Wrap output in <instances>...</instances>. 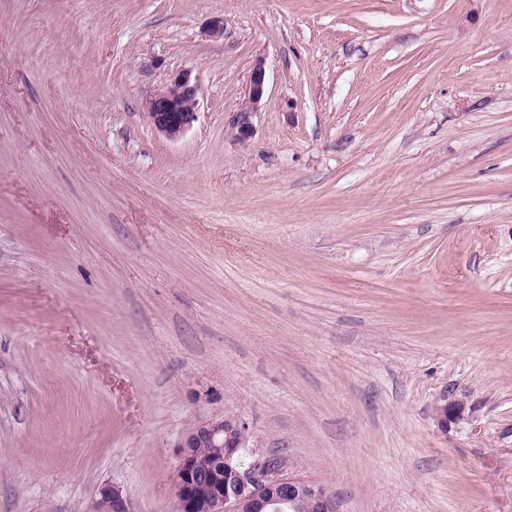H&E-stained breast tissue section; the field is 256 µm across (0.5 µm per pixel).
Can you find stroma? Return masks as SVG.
Masks as SVG:
<instances>
[{
	"label": "stroma",
	"mask_w": 512,
	"mask_h": 512,
	"mask_svg": "<svg viewBox=\"0 0 512 512\" xmlns=\"http://www.w3.org/2000/svg\"><path fill=\"white\" fill-rule=\"evenodd\" d=\"M222 415L338 512H512V0H0V512H172ZM266 94V71L262 60L254 65L243 107L237 112L232 123L235 139L240 143H247L254 133L251 118L257 113L258 108ZM148 121L168 140L180 139L193 125L198 114V85L190 70L173 75L170 83L146 102ZM100 512H130L127 496L120 486L106 484L100 488L97 510Z\"/></svg>",
	"instance_id": "1"
}]
</instances>
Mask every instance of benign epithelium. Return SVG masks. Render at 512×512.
I'll return each instance as SVG.
<instances>
[{
    "mask_svg": "<svg viewBox=\"0 0 512 512\" xmlns=\"http://www.w3.org/2000/svg\"><path fill=\"white\" fill-rule=\"evenodd\" d=\"M266 94L264 62L254 65L243 107L232 123L235 139L248 142L254 133L251 118ZM198 114V85L192 72L181 70L146 102V116L168 140L180 139ZM245 421L213 417L193 425L176 450L174 472L178 512H337L336 499L323 487L304 483L281 472L271 458L247 466L239 463ZM98 512H130L127 496L117 485L100 488Z\"/></svg>",
    "mask_w": 512,
    "mask_h": 512,
    "instance_id": "7a95c632",
    "label": "benign epithelium"
}]
</instances>
